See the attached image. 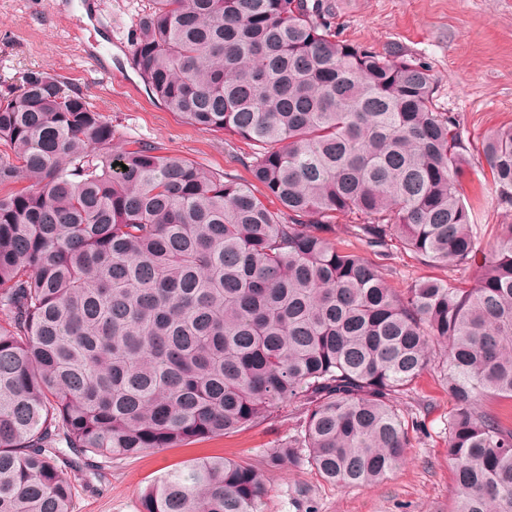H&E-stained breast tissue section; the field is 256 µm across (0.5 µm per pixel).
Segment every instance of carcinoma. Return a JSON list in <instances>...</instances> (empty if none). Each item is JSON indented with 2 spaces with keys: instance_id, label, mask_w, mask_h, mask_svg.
<instances>
[{
  "instance_id": "1",
  "label": "carcinoma",
  "mask_w": 512,
  "mask_h": 512,
  "mask_svg": "<svg viewBox=\"0 0 512 512\" xmlns=\"http://www.w3.org/2000/svg\"><path fill=\"white\" fill-rule=\"evenodd\" d=\"M149 2L133 67L182 121L254 146L263 196L154 143L114 150L50 73L0 96V512H72L63 448L137 457L285 403L297 433L263 466L192 462L142 490L143 512H264L287 464L373 485L405 456L396 401L428 370L454 401L453 512H512V223L472 287L398 292L368 257L397 241L462 268L479 250L474 154L430 70L339 39L322 0ZM479 152L512 205V123ZM349 214L359 245L340 248Z\"/></svg>"
}]
</instances>
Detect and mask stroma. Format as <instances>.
<instances>
[{
	"label": "stroma",
	"mask_w": 512,
	"mask_h": 512,
	"mask_svg": "<svg viewBox=\"0 0 512 512\" xmlns=\"http://www.w3.org/2000/svg\"><path fill=\"white\" fill-rule=\"evenodd\" d=\"M340 39L379 52L399 48L423 62L435 79L438 111L458 115L463 135L479 144L490 130L512 122V0H323ZM148 0H0V95L27 70L64 78L88 95L117 140L143 139L195 162L207 172L250 180L241 163L244 142L189 125L154 101L130 64V36ZM111 69V77L100 67ZM479 191L484 243L495 225L511 221L512 206ZM484 255L467 270L431 266L392 245L386 278L403 290L436 279L475 283ZM418 421L405 461L382 482L337 488L309 466L269 471L266 512H452L448 415L453 402L437 373H423L399 401ZM296 416L283 406L271 421L182 448L88 466L69 457L58 467L74 479L72 512H141L140 494L154 479L189 461L224 456L260 462L265 448L294 436Z\"/></svg>",
	"instance_id": "stroma-1"
}]
</instances>
